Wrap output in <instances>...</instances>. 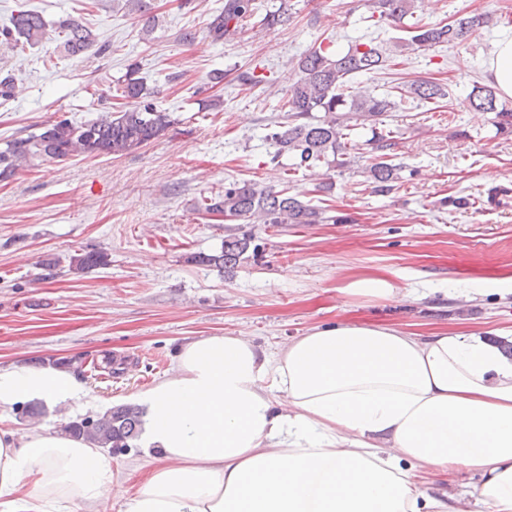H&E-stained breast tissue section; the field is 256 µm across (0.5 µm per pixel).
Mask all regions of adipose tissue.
Returning a JSON list of instances; mask_svg holds the SVG:
<instances>
[{
	"mask_svg": "<svg viewBox=\"0 0 512 512\" xmlns=\"http://www.w3.org/2000/svg\"><path fill=\"white\" fill-rule=\"evenodd\" d=\"M76 375L0 366V409L80 405ZM141 406L140 485L84 440L0 427V512H512V358L467 334L315 326L272 353L244 335L186 339ZM463 468L467 497L411 469Z\"/></svg>",
	"mask_w": 512,
	"mask_h": 512,
	"instance_id": "1",
	"label": "adipose tissue"
}]
</instances>
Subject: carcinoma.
Listing matches in <instances>:
<instances>
[{
  "label": "carcinoma",
  "instance_id": "obj_1",
  "mask_svg": "<svg viewBox=\"0 0 512 512\" xmlns=\"http://www.w3.org/2000/svg\"><path fill=\"white\" fill-rule=\"evenodd\" d=\"M368 19L378 24L388 21L410 29V36L397 45L399 52L429 50L443 45H459L476 29L489 22L486 15L460 18L452 23L409 26L405 18L413 16L414 0H370ZM288 8L280 3L274 10L260 14L255 0H224V6L208 23L214 41L234 36L249 24L271 30L287 20ZM54 31L59 48L70 57L95 50L101 54L105 45L98 44L96 34L82 22L63 19L50 25L35 10L16 11L10 25L0 30V45L13 48L19 44L35 45ZM393 57L378 45L354 42L342 54H332L327 47H312L296 64V80L282 98L280 109L284 121L278 123L265 139L274 151L270 161L291 159L287 171H312L324 164L327 168L350 167L361 151H368L372 161L366 173L377 193L387 194L401 179V168L388 162L395 147L393 131L384 129V119L391 112L424 103L436 104L448 97V90L432 80H415L398 92L352 95L349 83L359 73H382L391 66ZM157 91L149 88L140 76L136 63L128 65L124 75L113 81L110 97L123 100L127 108L101 114L93 121L74 123L67 118L47 121L38 133L6 141L0 150V180L13 177L18 170L35 160H63L76 153L85 156L130 154L164 135L174 124L170 113L157 108L153 98ZM469 105L483 112L495 113L500 129L512 128V111L497 105L491 86H476L468 96ZM368 129L371 137L360 142L356 130ZM202 210L254 224H319L324 210L256 181H233L224 185V193L205 198ZM254 237L244 231L224 237L217 254L194 255L192 260L224 269L238 268L247 252L257 253ZM107 264V255L89 250L72 259L71 271L80 273ZM140 408L120 405L95 419L73 420L64 430L85 439L98 448L122 453L134 446L141 431Z\"/></svg>",
  "mask_w": 512,
  "mask_h": 512
}]
</instances>
